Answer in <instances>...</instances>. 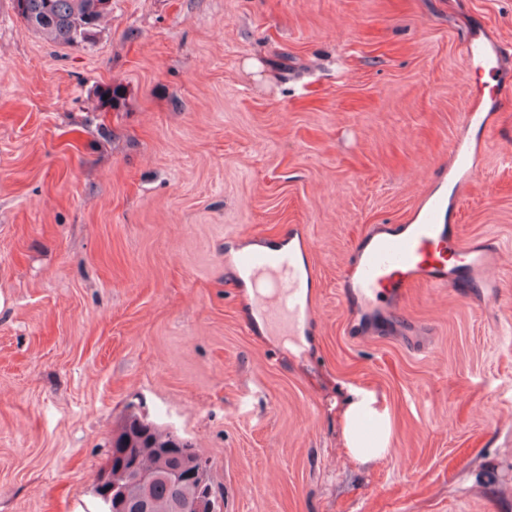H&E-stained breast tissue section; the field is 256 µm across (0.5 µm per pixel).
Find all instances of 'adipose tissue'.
<instances>
[{"instance_id":"ef3b65f1","label":"adipose tissue","mask_w":512,"mask_h":512,"mask_svg":"<svg viewBox=\"0 0 512 512\" xmlns=\"http://www.w3.org/2000/svg\"><path fill=\"white\" fill-rule=\"evenodd\" d=\"M342 436L349 454L359 460L389 453L391 419L387 410L379 408L374 394L355 391L342 412Z\"/></svg>"}]
</instances>
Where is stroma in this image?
Returning <instances> with one entry per match:
<instances>
[{
    "label": "stroma",
    "mask_w": 512,
    "mask_h": 512,
    "mask_svg": "<svg viewBox=\"0 0 512 512\" xmlns=\"http://www.w3.org/2000/svg\"><path fill=\"white\" fill-rule=\"evenodd\" d=\"M512 0H112L58 46L0 0V512H98L124 417L190 441L224 512H512V279L414 289L385 335L337 296L448 164ZM451 221L512 263V108ZM297 231L303 336L245 328L232 251ZM391 450L344 446L350 390ZM468 57L471 67L488 72L494 77L501 63V47L488 48L480 35L474 34L468 45ZM352 398L342 412V436L349 454L367 461L390 452L392 423L386 409L379 408L373 393L363 390L353 392ZM364 422L372 424L371 437L362 436Z\"/></svg>",
    "instance_id": "1"
}]
</instances>
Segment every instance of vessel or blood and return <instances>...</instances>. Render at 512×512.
Returning a JSON list of instances; mask_svg holds the SVG:
<instances>
[{
	"mask_svg": "<svg viewBox=\"0 0 512 512\" xmlns=\"http://www.w3.org/2000/svg\"><path fill=\"white\" fill-rule=\"evenodd\" d=\"M468 57L471 67L492 75L500 66L501 49L487 47L475 35ZM450 152L466 179H473L477 159L470 142L457 138ZM445 211L444 198L430 192L411 223L382 224L361 238L352 275L340 283L339 295L348 313L387 328L405 321L404 303L412 289L477 285L498 291L501 280L489 273L497 245L488 240L464 242L458 225L444 223ZM235 266L248 275L254 305L270 325L295 335L309 323L312 267L299 265L291 253L260 250L239 252Z\"/></svg>",
	"mask_w": 512,
	"mask_h": 512,
	"instance_id": "obj_1",
	"label": "vessel or blood"
}]
</instances>
